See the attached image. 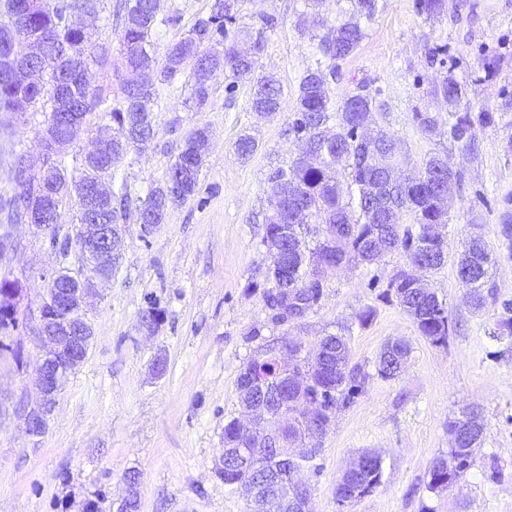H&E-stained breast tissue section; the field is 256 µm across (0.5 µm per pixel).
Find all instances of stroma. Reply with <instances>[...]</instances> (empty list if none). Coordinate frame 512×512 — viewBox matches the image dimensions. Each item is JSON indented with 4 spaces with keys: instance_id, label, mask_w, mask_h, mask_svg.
Listing matches in <instances>:
<instances>
[{
    "instance_id": "obj_1",
    "label": "stroma",
    "mask_w": 512,
    "mask_h": 512,
    "mask_svg": "<svg viewBox=\"0 0 512 512\" xmlns=\"http://www.w3.org/2000/svg\"><path fill=\"white\" fill-rule=\"evenodd\" d=\"M211 4L161 0L163 12H179L182 21L179 28L156 30L157 61ZM415 4L379 0V13L357 51L342 62L331 95L343 97L366 83L387 104L377 126L396 140L403 170H418L440 153L463 176L449 201L445 264L428 277L448 308L447 344H431L396 301L382 299L393 274L409 267L399 251L329 273L319 304L303 318L272 321L261 289L269 264L262 243L272 195L266 174L298 153L288 116L299 79L319 54L316 41L300 30L311 19L306 0H243L234 26L239 41L260 29L261 17L274 20L265 30L259 70L280 81L281 108L258 119L250 108L251 82L238 81L230 92L220 74L200 109L190 100L186 76L154 81L155 137L131 151L118 174L132 196H145L186 134L205 125L211 141L199 192L171 208L149 238L141 237L139 225L127 226L121 263L89 309L96 328L92 348L65 380L45 434L33 440L19 423L0 420V512H85L91 500L100 512H112L131 471L140 478V512H247L243 491L225 486L216 473L225 424L245 417L240 370L268 344L299 340L309 346L328 333L346 335L351 365L370 378L354 403L333 413L316 457L300 473L312 512H512V337L497 338L501 321L512 315V244L499 233L512 225V151L506 147L512 138V0H445L431 19ZM96 24L100 41L114 54L95 70L104 102L67 151L72 174L108 127L105 113L121 96L114 70L121 64L122 29L103 16ZM436 46L445 53L430 58ZM490 59L497 60L498 71L488 80L483 65ZM448 74L465 86L472 110L497 116L495 126L479 131L472 152L449 140L451 106L434 94ZM417 111L436 116L434 133L417 128ZM0 120L5 193L14 185L16 153L38 154L41 135L38 125L19 116ZM243 135L257 144L247 157L235 150ZM476 224L497 260L479 309L470 305L456 274L462 243ZM12 235L19 247L11 268L21 275L25 295L39 300L56 257L28 225L14 226ZM153 297L165 316L150 334L141 329L140 316ZM368 310L371 320L360 324ZM397 338L409 343L410 356L398 377L381 378L379 353ZM159 356L166 362L161 375L153 372ZM39 359V348L27 344L23 370L0 376V389L16 399L36 398ZM470 405L481 408L484 420L472 465L456 484L429 491V466L451 446L448 423ZM366 450L383 459L381 482L364 498L340 503L336 486Z\"/></svg>"
}]
</instances>
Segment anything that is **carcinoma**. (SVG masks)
I'll list each match as a JSON object with an SVG mask.
<instances>
[{"label":"carcinoma","mask_w":512,"mask_h":512,"mask_svg":"<svg viewBox=\"0 0 512 512\" xmlns=\"http://www.w3.org/2000/svg\"><path fill=\"white\" fill-rule=\"evenodd\" d=\"M106 0H0V112H17L19 97L31 102L32 115H40L43 137L59 140L73 136V130L55 120L60 112H72L82 123L102 102V89L94 85L93 66L107 59L109 48L98 41L94 30L76 29L65 22L66 11L91 10L98 14ZM240 0H213L210 13L197 19L182 37L166 49L165 64L160 77L166 82L180 75L187 77L190 98L201 108L210 96L211 82L224 72L227 89L241 79L253 80L251 108L259 115H272L281 108L282 87L273 75L259 74V59L264 50V29L272 26L263 21L251 45L242 47L232 33ZM444 0H416L420 15L434 17L441 13ZM379 9L378 0H350L345 19L320 37L317 49L320 59L304 72L298 85L296 107L288 117V132L309 149L321 155V162L309 164L295 159L285 168L270 171L267 180L284 186V196L270 204L271 214L265 225L262 243L266 250L278 247L288 263L280 268V277H268L263 297L266 305L274 301L294 307L293 300L280 292L284 283L292 284L305 301L304 312L316 306L323 295L325 275L338 263L371 264L381 253L373 250L374 241L382 238L388 250L403 252L408 261L427 250L424 228L428 224H448V212L437 203L438 192L461 182L460 173L447 169L442 177L431 176L441 157L430 156L412 174L402 175L389 185L383 174L398 166L396 141L379 130L370 140L361 138V130L375 123V114L384 110V103L370 93L367 86L336 101L330 96V84L339 76V63L350 57L366 37V24ZM123 28L120 54L128 69H151L155 63L152 35L160 26L177 27L181 15H160L159 0H119L113 13ZM43 46L40 68L46 72L42 86L25 85L4 72L7 60L17 54L23 41ZM436 95L457 105L466 97V90L452 76H444L436 87ZM107 116L117 127L118 135L100 138L107 146L102 156L82 162L79 177L68 178L63 155L48 156L35 163L20 155L15 160V187L0 195V213L8 224L22 222L29 212L46 213V241L57 243L59 232L53 207L75 197L80 199L77 221H88L85 211L100 224L117 228L114 248L120 249L126 224H162L169 210L186 202L198 191L199 175L205 162L208 129L193 128L182 140L179 152L165 173L164 179L150 187L145 196L132 197L126 182L111 191L106 199L92 195L95 185L117 178V163L131 150L138 149L155 137L154 100L150 86L126 83L122 98ZM495 123L488 109L448 113V135L462 149L473 151L478 144V131ZM345 163L347 185L336 181V164ZM413 217L414 225H403L405 216ZM296 226L288 238L281 235V225ZM345 236L344 249L336 252L333 235ZM461 255L469 269L470 297L473 306L485 303L484 288L490 278L495 258L480 233L463 242ZM394 296L402 309L414 320L420 334L433 345L448 342L451 327L448 309L434 292L421 287L409 276H394L387 283L382 297ZM410 353L408 344L393 341L384 345L378 359V375L392 379L399 373ZM8 357L16 365L24 362L23 346L16 342H0V358ZM311 372V384L297 404H288L277 420L280 443L277 453L288 455L290 445L302 437L298 407L316 404L317 416L323 420L331 411L349 405L367 384L368 374L351 367L350 347L341 335L321 338L304 356ZM448 427L483 431L479 409L472 406L449 422ZM480 441L474 439L448 451V457L434 459L429 467L427 488L438 491L461 479L471 466ZM364 467L342 476L336 495L353 501L376 488L382 476V459L371 451L362 453Z\"/></svg>","instance_id":"obj_1"}]
</instances>
